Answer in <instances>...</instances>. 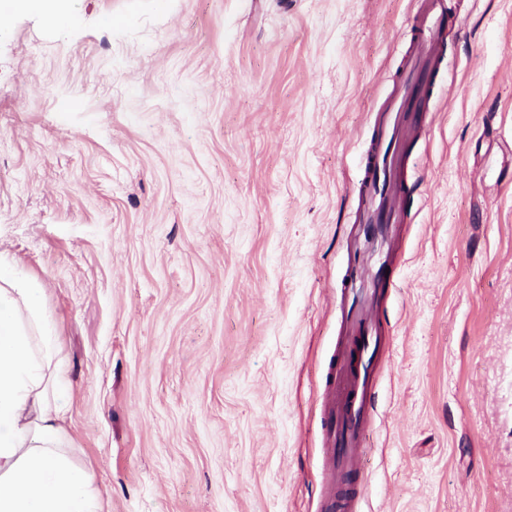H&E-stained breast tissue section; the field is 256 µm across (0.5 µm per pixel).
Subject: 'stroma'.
<instances>
[{
	"label": "stroma",
	"mask_w": 512,
	"mask_h": 512,
	"mask_svg": "<svg viewBox=\"0 0 512 512\" xmlns=\"http://www.w3.org/2000/svg\"><path fill=\"white\" fill-rule=\"evenodd\" d=\"M0 0V254L44 290L103 512H317L355 258L395 274L364 512H512V0L450 64L380 244L358 166L420 0Z\"/></svg>",
	"instance_id": "obj_1"
}]
</instances>
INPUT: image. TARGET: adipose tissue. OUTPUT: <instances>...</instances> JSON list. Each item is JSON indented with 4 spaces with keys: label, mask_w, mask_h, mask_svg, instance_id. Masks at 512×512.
<instances>
[{
    "label": "adipose tissue",
    "mask_w": 512,
    "mask_h": 512,
    "mask_svg": "<svg viewBox=\"0 0 512 512\" xmlns=\"http://www.w3.org/2000/svg\"><path fill=\"white\" fill-rule=\"evenodd\" d=\"M66 411L41 290L0 259V512H101L71 462Z\"/></svg>",
    "instance_id": "1"
}]
</instances>
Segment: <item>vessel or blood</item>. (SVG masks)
<instances>
[{"label": "vessel or blood", "instance_id": "b4317fda", "mask_svg": "<svg viewBox=\"0 0 512 512\" xmlns=\"http://www.w3.org/2000/svg\"><path fill=\"white\" fill-rule=\"evenodd\" d=\"M447 14L446 0H424L411 29L399 87L377 112L375 139L366 153L360 182L368 223L398 219L403 184L398 145L413 134L412 122L430 98L432 73L444 62ZM384 293V287L374 286L372 276L353 269L341 290L346 334L327 375L332 393L323 418L327 490L320 512H359L361 507L359 480L375 410L374 377L384 362L375 306Z\"/></svg>", "mask_w": 512, "mask_h": 512}]
</instances>
